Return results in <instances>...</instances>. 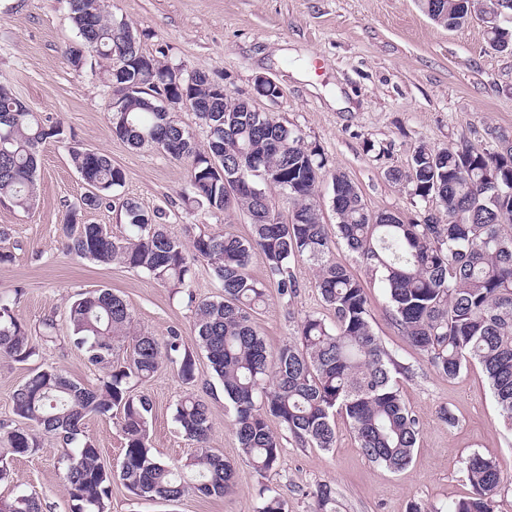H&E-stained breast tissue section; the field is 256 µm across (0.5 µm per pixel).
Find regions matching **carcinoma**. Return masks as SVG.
<instances>
[{
	"instance_id": "1",
	"label": "carcinoma",
	"mask_w": 512,
	"mask_h": 512,
	"mask_svg": "<svg viewBox=\"0 0 512 512\" xmlns=\"http://www.w3.org/2000/svg\"><path fill=\"white\" fill-rule=\"evenodd\" d=\"M497 0H419L422 11L450 30L476 18L484 24L487 43L497 52L512 51V20L492 19ZM70 21L77 41L66 48L68 63L80 69L89 59L103 62L107 80L116 65L124 82L135 86L125 111L110 121L116 137L135 148L162 149L187 163L189 192L185 204L224 211L241 210L250 220L247 238L221 233L200 234L185 244L166 229L167 213L145 211L133 199L115 201L123 172L111 157L75 143L69 158L83 182L95 190L71 207L60 224L66 253L101 265L120 264L147 274L177 294L189 286L193 262L202 259L221 282L223 295L203 299L194 309V344L203 351L235 410L234 427L244 460L258 472L277 467L281 437L269 426L273 417L303 446L336 447L335 416L349 422L362 453L394 473L410 464L420 433L395 375H408L382 345L372 328L364 283L333 258V237L355 252L370 271L380 274L396 325L435 371L453 379L471 362L479 363L503 419L512 424V150L508 138L490 152L464 141L434 150L420 145L408 170H387L394 183H407L412 194L433 199L447 223L429 213L405 220L391 212L372 213L358 187L343 173L332 177L331 207L336 232L322 221L316 201L319 171L324 167L315 146L266 112H226L229 104L217 92L222 82L196 73L181 92L198 103H213L198 112L208 144L201 149L193 136L165 112L155 111L154 95L171 67L153 56H140V41L125 22L116 21L106 0H71ZM60 123L47 124L38 113L20 111L17 97L0 85V201L28 211L37 198L39 147L60 137ZM495 164L496 185L484 182V170ZM270 177L292 210L278 221L266 190L256 178ZM252 186L224 199V181ZM118 205L129 234L116 238L100 224H84L80 213ZM264 257L269 277L281 295L294 296L299 283L292 263L309 261L316 287L333 311L334 321L305 317L293 340L268 352L254 325V313L265 303L268 284L253 277V252ZM70 343L90 365L104 371L89 387L69 379L57 367L37 368L13 395L16 425L0 436V484L10 482L11 463L34 453L39 438L52 436L65 446L69 464L62 480L76 512H108L112 481L132 494L176 501L196 490L221 497L235 485L232 464L209 447L210 404L190 393L178 404L176 421L196 442L195 453L179 466L159 458L151 447L152 402L131 389L164 364L177 367L185 384L196 380L195 350L170 331L165 339L133 326L127 303L109 289L81 294L67 311ZM54 319L41 321L34 333L0 297V358L26 362L39 342L53 339ZM132 339L133 355L114 358L115 347ZM114 412L125 438L117 471L106 468L100 449L82 436L84 419ZM473 494L455 502L453 512H494L493 499L504 477L499 464L479 453L466 462ZM319 512H337L335 492L322 485L316 493ZM9 512H42L32 494L0 496Z\"/></svg>"
}]
</instances>
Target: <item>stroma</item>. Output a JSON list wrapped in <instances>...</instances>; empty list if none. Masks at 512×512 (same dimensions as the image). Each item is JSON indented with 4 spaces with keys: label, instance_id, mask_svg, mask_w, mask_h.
Masks as SVG:
<instances>
[{
    "label": "stroma",
    "instance_id": "stroma-1",
    "mask_svg": "<svg viewBox=\"0 0 512 512\" xmlns=\"http://www.w3.org/2000/svg\"><path fill=\"white\" fill-rule=\"evenodd\" d=\"M108 10L132 27L145 54L225 80L230 95L250 93L259 76L276 82L281 97L256 100L255 106L320 149L317 202L329 225L336 222L330 207L336 172L358 186L369 210L417 219L436 211L435 201L390 182L388 169H407L421 145L439 150L468 141L494 151L500 136L512 137V54L488 47L480 21L448 30L422 13L417 0H108ZM75 38L68 0H0V83L41 117L60 122L66 138L108 154L125 174L118 196L150 211L166 210L174 237L187 242L218 231L248 237L251 227L242 211L183 203L184 163L113 135L106 110L112 86L96 60L79 70L67 63L64 50ZM86 191L64 143L50 138L40 148L36 206L24 212L0 203V228L7 231L0 250L12 254L11 262L0 264V295L10 298L15 316L29 326L48 315L57 323L53 342L27 362L0 359V422H14L12 396L39 366L50 364L71 379L95 384L99 370L69 341L66 313L77 294L110 289L128 304L137 330L162 339L176 329L188 339L195 301L222 292L203 261L195 263L188 291L174 294L125 266L67 255L59 227ZM335 257L364 281L375 334L413 371L397 378L420 423L410 466L393 473L369 461L345 419H337L336 446L327 451L302 446L273 419L271 429L282 436L280 463L256 472L241 456L233 408L200 353L194 385L165 366L133 389L152 402V446L168 463H184L195 450L175 421L180 400L193 393L211 404L209 446L234 464L233 491L221 498L192 492L165 502L136 497L116 481L111 512H257L263 488L279 495L287 512H317L316 492L323 484L335 491L338 512H409L414 502L429 512H449L472 492L465 461L475 453L499 460L505 485L495 512H512V427L499 415L481 366L470 365L452 380L439 375L395 324L379 276L344 241H337ZM294 271L298 294L287 298L269 288L254 317L271 351L291 339L305 316L332 317L313 266L299 260ZM444 410L456 416L455 425L441 419ZM82 430L100 448L105 467L118 468L125 439L112 415L88 416ZM66 464L61 443L41 437L35 453L13 462V480L0 486V495L33 494L43 512H74L61 481Z\"/></svg>",
    "mask_w": 512,
    "mask_h": 512
}]
</instances>
